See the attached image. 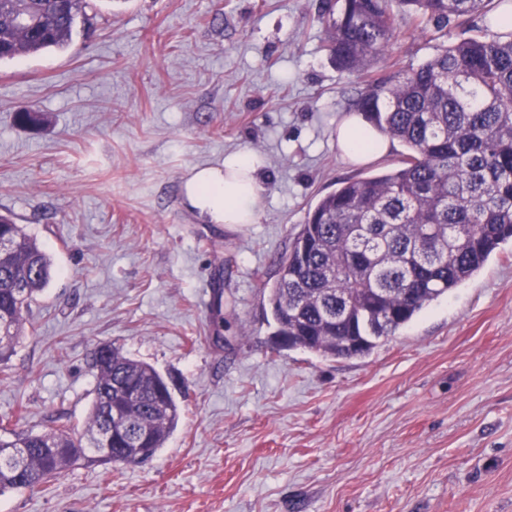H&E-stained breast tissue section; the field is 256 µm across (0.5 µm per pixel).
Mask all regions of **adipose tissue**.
<instances>
[{
	"label": "adipose tissue",
	"mask_w": 512,
	"mask_h": 512,
	"mask_svg": "<svg viewBox=\"0 0 512 512\" xmlns=\"http://www.w3.org/2000/svg\"><path fill=\"white\" fill-rule=\"evenodd\" d=\"M336 137L343 157L350 162L378 158L390 150L387 136L355 116L338 126ZM259 167L249 152L226 155L219 165L195 166L181 185L184 201L209 224L255 223L264 207Z\"/></svg>",
	"instance_id": "ef3b65f1"
}]
</instances>
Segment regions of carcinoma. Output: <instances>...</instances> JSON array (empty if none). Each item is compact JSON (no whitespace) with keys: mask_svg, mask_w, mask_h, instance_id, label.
<instances>
[{"mask_svg":"<svg viewBox=\"0 0 512 512\" xmlns=\"http://www.w3.org/2000/svg\"><path fill=\"white\" fill-rule=\"evenodd\" d=\"M88 0H0V62L70 45ZM434 23L451 17L512 11V0H342L328 22L326 47L335 67L367 71L390 56L394 10ZM355 111L401 142L400 165L346 180L322 197L279 261L269 289L273 335L288 348L331 358L365 357L439 297L475 276L512 240V38L471 37L442 46L405 72L374 78ZM0 235L16 249L0 262V355L12 348L52 262L20 224L0 215ZM96 371L85 434L102 428L107 400L129 424L112 456L85 449L62 427L0 441V457L27 448L22 472L0 463V494L34 490L75 467L134 463L128 442L148 431L158 451L177 425L179 406L151 365L109 347L91 356Z\"/></svg>","mask_w":512,"mask_h":512,"instance_id":"carcinoma-1","label":"carcinoma"}]
</instances>
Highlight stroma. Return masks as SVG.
<instances>
[{
  "mask_svg": "<svg viewBox=\"0 0 512 512\" xmlns=\"http://www.w3.org/2000/svg\"><path fill=\"white\" fill-rule=\"evenodd\" d=\"M321 5L89 0L67 48L0 63V214L53 263L0 356V418L84 428L103 344L181 412L150 460L2 493L0 512H512L511 241L369 356L271 339L266 287L309 208L406 153L342 158L363 81L332 65ZM395 24L402 71L492 34L482 13ZM233 151L263 160L265 207L203 223L180 183Z\"/></svg>",
  "mask_w": 512,
  "mask_h": 512,
  "instance_id": "35a3bbf8",
  "label": "stroma"
}]
</instances>
